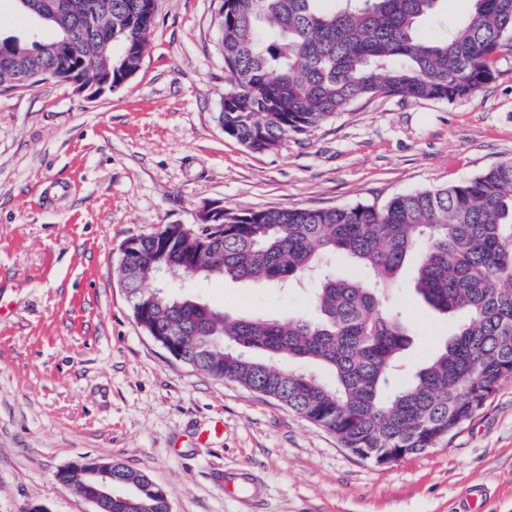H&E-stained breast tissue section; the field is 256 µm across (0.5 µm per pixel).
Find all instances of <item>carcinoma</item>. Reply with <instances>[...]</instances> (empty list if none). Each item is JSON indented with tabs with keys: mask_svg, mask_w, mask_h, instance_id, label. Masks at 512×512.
<instances>
[{
	"mask_svg": "<svg viewBox=\"0 0 512 512\" xmlns=\"http://www.w3.org/2000/svg\"><path fill=\"white\" fill-rule=\"evenodd\" d=\"M43 21L53 36L37 52L3 43L0 85L29 86L50 70L60 81L83 72L111 86L117 68L137 69L148 44L154 0H83ZM224 0L218 17L231 81L219 121L224 134L254 152L270 151L354 103L379 96L456 102L496 78L512 55V0H472L468 20L450 27L441 0ZM428 20L443 34H422ZM71 34L73 47L55 42ZM157 232H174L165 224ZM155 232V233H157ZM142 237L134 266L119 270L127 301L145 332L174 340L184 362L217 379L271 398L334 436L354 454L386 448L416 453L450 437L471 409L512 377V160L455 185L397 194L383 204L328 208L224 209L200 275L226 280H299L312 273L315 315L230 318L210 305L154 287L157 269L180 265L194 237L155 250ZM342 254L365 280L323 273ZM414 260L417 292L435 310L464 314L452 337L402 384L410 337L384 289ZM333 373L324 384L284 360ZM112 492L101 512H171L168 497L144 471L112 462Z\"/></svg>",
	"mask_w": 512,
	"mask_h": 512,
	"instance_id": "1",
	"label": "carcinoma"
}]
</instances>
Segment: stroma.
Wrapping results in <instances>:
<instances>
[{
  "instance_id": "35a3bbf8",
  "label": "stroma",
  "mask_w": 512,
  "mask_h": 512,
  "mask_svg": "<svg viewBox=\"0 0 512 512\" xmlns=\"http://www.w3.org/2000/svg\"><path fill=\"white\" fill-rule=\"evenodd\" d=\"M222 0H156L139 72L89 100L48 79L0 87V512H94L57 480L75 463L145 471L172 512H512V377L450 440L378 466L277 401L175 359L135 321L120 246L203 204L239 210L381 203L512 159V57L458 102L354 104L270 152L225 135ZM229 316L288 318L300 289L183 281ZM411 329L410 365L458 319L404 269L389 292ZM233 480L225 492L224 480ZM264 496L251 501L254 484Z\"/></svg>"
}]
</instances>
